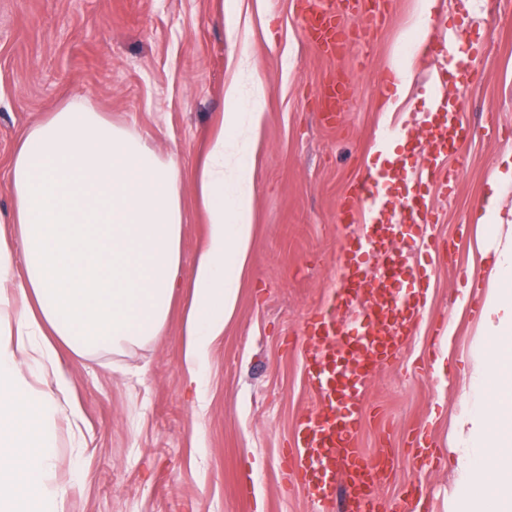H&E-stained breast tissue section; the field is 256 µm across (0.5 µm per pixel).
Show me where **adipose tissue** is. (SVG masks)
<instances>
[{"label":"adipose tissue","instance_id":"ef3b65f1","mask_svg":"<svg viewBox=\"0 0 512 512\" xmlns=\"http://www.w3.org/2000/svg\"><path fill=\"white\" fill-rule=\"evenodd\" d=\"M264 100L254 72L225 93L218 130L195 165L206 235L186 279L176 156L160 157L85 99L64 102L19 138L11 213L0 224V512H64L52 480L55 421L79 409L56 343L81 356L139 346L161 335L177 289L189 288L182 365L187 390L200 392L250 258ZM478 221L492 262L479 283L484 345L454 421L473 458L450 512H512V218L494 193Z\"/></svg>","mask_w":512,"mask_h":512}]
</instances>
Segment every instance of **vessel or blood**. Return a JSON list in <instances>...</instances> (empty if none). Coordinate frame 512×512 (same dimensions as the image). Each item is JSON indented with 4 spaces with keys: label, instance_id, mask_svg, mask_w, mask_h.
<instances>
[{
    "label": "vessel or blood",
    "instance_id": "b4317fda",
    "mask_svg": "<svg viewBox=\"0 0 512 512\" xmlns=\"http://www.w3.org/2000/svg\"><path fill=\"white\" fill-rule=\"evenodd\" d=\"M320 16L323 27L311 21L306 24L312 37L329 47L344 48L352 38V26L337 24L335 14L326 9ZM435 79L445 90L419 126L427 144L423 165L426 180L449 197L455 193L458 171L453 167L444 171L440 165L460 155L476 136L475 129L459 115V102L470 88L471 78L439 73ZM342 207L348 213L361 209L370 232L362 253L346 257L342 284L333 295L331 308L309 320L305 328L312 345L309 380L328 402L298 422L292 472L305 494L321 506L333 503L336 485L341 482L350 491L347 512H378L373 487L388 453L382 450L370 456L358 447L359 402L370 373L399 353L421 313L419 290L402 294L395 291V283L409 273L420 283L431 277L427 267L411 270L403 251L396 248L398 228L407 225L416 239L426 242L438 215L423 195H390L387 184L373 175L350 184ZM358 295L364 301L363 325L358 336L351 338L342 332L335 310Z\"/></svg>",
    "mask_w": 512,
    "mask_h": 512
}]
</instances>
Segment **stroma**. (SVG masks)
<instances>
[{"label": "stroma", "mask_w": 512, "mask_h": 512, "mask_svg": "<svg viewBox=\"0 0 512 512\" xmlns=\"http://www.w3.org/2000/svg\"><path fill=\"white\" fill-rule=\"evenodd\" d=\"M382 25L359 21V39L338 55L316 48L303 18L318 0H0V215L11 208L9 163L19 136L61 103L90 100L112 123L140 134L161 157L177 155L186 222L182 273H190L206 226L193 206V168L216 131L224 95L248 67L266 88V120L254 166L255 237L237 309L211 351L200 395L184 388L182 303L161 336L121 354L78 356L59 347L79 422L56 424V480L65 512H317L287 475L295 424L321 397L305 371L306 321L339 285L361 225L341 221L350 183L369 173L380 132L407 130L437 93L412 59L410 93L384 121L395 85L386 75L402 43L435 32L420 0H380ZM457 43L438 52V70L473 73L461 105L480 128L495 112L499 136L478 133L464 150L456 193L411 170L406 157L393 193L422 192L439 214L432 247L405 239L412 265L431 264L423 313L397 358L366 386L360 446L393 459L378 493L381 512L422 486L429 512H448L459 452L450 422L459 409L458 375L474 363L482 293L469 287L487 239L474 215L494 168L512 152V0H444ZM483 54L458 58L470 41ZM353 90L339 121L326 122L322 89ZM423 431L435 458L422 463L409 440ZM248 486H241L242 473Z\"/></svg>", "instance_id": "1"}]
</instances>
